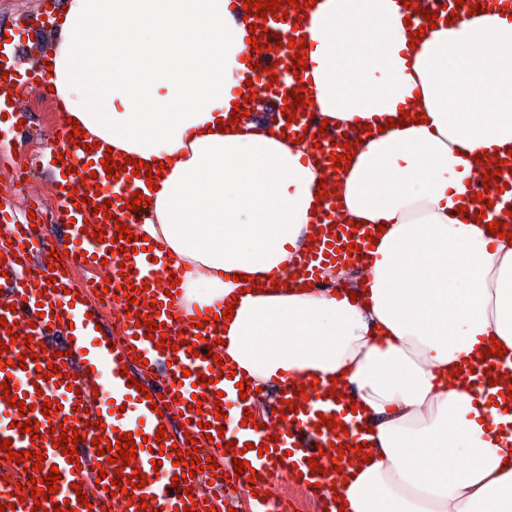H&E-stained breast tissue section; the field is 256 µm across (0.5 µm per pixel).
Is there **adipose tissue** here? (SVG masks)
Instances as JSON below:
<instances>
[{"label":"adipose tissue","mask_w":512,"mask_h":512,"mask_svg":"<svg viewBox=\"0 0 512 512\" xmlns=\"http://www.w3.org/2000/svg\"><path fill=\"white\" fill-rule=\"evenodd\" d=\"M240 3L67 0L47 81L86 135L162 168L137 232L186 270L188 311L236 296L226 363L266 393L314 376L362 406L373 458L342 485L346 512H512V415L454 378L491 339L512 354V243L464 213L476 156L512 151V12L416 43L402 0H316L314 106L374 128L336 182L337 214L386 228L350 297L270 286L307 243L324 173L274 115L214 129L266 97L242 83ZM412 109L422 121L387 126Z\"/></svg>","instance_id":"obj_1"}]
</instances>
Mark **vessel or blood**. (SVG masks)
Listing matches in <instances>:
<instances>
[{"label": "vessel or blood", "mask_w": 512, "mask_h": 512, "mask_svg": "<svg viewBox=\"0 0 512 512\" xmlns=\"http://www.w3.org/2000/svg\"><path fill=\"white\" fill-rule=\"evenodd\" d=\"M307 12L304 6L288 9L287 19L282 21H265L260 14L251 15V22L264 24L273 36L268 40V50L252 53L254 69L249 73L250 80L272 85L283 95L300 86V79L290 68L292 60L287 43L293 34L295 14ZM51 63V56L45 53L35 76L16 83L0 77V115L8 122L15 124L21 118L8 105L10 95L32 90L35 79L44 78ZM278 123L280 130L294 139L308 140L312 135H320L319 146L311 148L308 158L327 169L329 177L339 176V169L331 167L329 161L335 150L336 133H320L309 114L295 121L282 114ZM70 131V126L59 125V137L53 147L55 155L64 156L66 164L75 168L74 174L57 182L55 221L66 226V241L51 243L45 231H33L27 219L12 225L8 240L0 239V252L5 255L4 263L0 264V318L6 320L5 325H0V340L9 343L8 356L12 360L29 348L39 351L37 358L27 359L25 367L12 364L0 370V380L10 379L19 392L25 393L30 406L29 411L19 412L11 407L9 397L0 392V440L12 441L10 450L0 449V505L9 504L15 497L19 503L13 505V512H54L55 506L63 503L69 504L74 512H105L112 497L103 484L114 481L115 476L99 472L97 448L91 439L101 435L114 442L120 434L128 433L139 448L133 464L125 466V476L140 471L153 477L152 483L126 493L125 498L130 502L128 512H177L192 502L199 512L211 506L217 512H224L227 502L236 494L252 496V512H291L288 500L263 497L274 473L300 477L311 494L326 500L329 512H336L333 469L338 464L348 465L353 457L351 447L360 441L359 419L352 412L349 398L329 397L323 387L309 390L305 405H295L293 411L286 413L274 442L267 439L268 429L241 425L248 404L239 396L240 379L222 377L214 383L199 379L200 373L209 372L217 365L214 358H202L201 352L215 341L219 321L206 320L201 310L187 314L183 301H172L166 294L171 280H185V271H172L165 262H154L152 252L141 251L128 259L134 271L124 277L120 274V264L125 259L122 254L109 251L112 239L119 236V227L131 229L146 221V207H139L131 214L119 207L120 201L129 200L132 193L146 190L145 178L131 179L120 171L107 175L100 154L77 147L69 137ZM74 190L83 199L81 206H74L69 198ZM486 197L493 203L485 211L486 222H505L512 218V196L492 189ZM335 204V199H328L312 217L313 244L297 257V283L308 284L326 266L357 258L349 246L353 236H365L366 230L337 222ZM103 205L109 206L110 217L96 215V208ZM87 225L104 229L105 241L84 234ZM55 250L62 252L63 258L53 267L49 256ZM100 266L107 268L108 281L97 278L80 284L73 278L76 268ZM126 281L138 288L140 303L161 301L158 322L171 339L183 338L179 350H172L169 344L157 345L147 336L148 326H136L131 318L125 319L119 334L100 329V318L92 313L91 294L101 293L104 283L117 286ZM52 282L57 285L53 291L48 288ZM134 351L142 354L143 363L131 360ZM49 363L61 367L62 376L38 379V367ZM131 377L138 380V387L128 386ZM463 377L481 397L494 399L501 413H512V400L506 395L508 386L512 385L511 356H484L474 367L464 368ZM143 387L147 388L148 397H141L139 390ZM154 395L170 403V410L162 414L154 412L150 402ZM196 395L204 399L202 412L197 416L188 409ZM46 397L58 399L60 404L48 418L37 409ZM219 405L226 412L221 420L215 417ZM22 418L38 420L40 429L47 432L44 444H36L30 433L19 432L15 423ZM324 418L333 421V428L320 427L319 422ZM54 423L60 424L68 434L76 429L85 430L86 438L79 441L76 458H69L55 448V437L49 432ZM161 429L167 434L165 447L175 446L184 452L196 444L204 448L215 460V474H230L231 490L211 499L190 500L188 489L198 488L203 475L183 477L182 467L174 466L168 455L162 456L161 466H153L151 462L150 449L155 446L156 434ZM218 435L235 441L240 450L246 443H253V450H248L249 466L256 470V478L232 477V455L223 453L212 442ZM341 444L346 447L342 453L337 450ZM39 446L44 447L47 455L41 468H34L29 459L21 463L7 459L9 452H32ZM313 456L318 459L321 473H313L307 463ZM54 467L61 474L59 491L51 498L34 501L28 484L32 470H39L45 478ZM176 475L181 478L177 485L172 482Z\"/></svg>", "instance_id": "1"}]
</instances>
